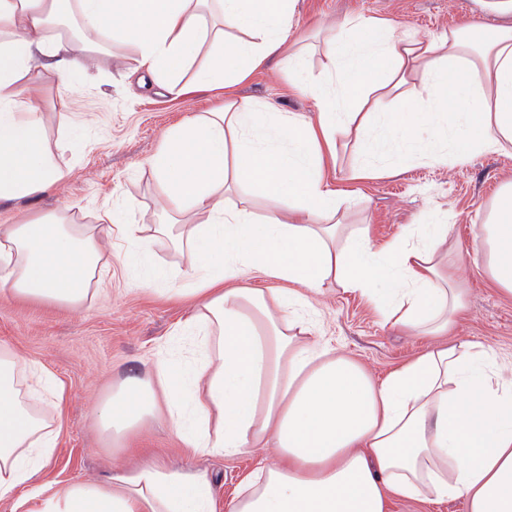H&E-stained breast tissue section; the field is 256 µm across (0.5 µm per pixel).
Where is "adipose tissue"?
<instances>
[{
  "label": "adipose tissue",
  "mask_w": 512,
  "mask_h": 512,
  "mask_svg": "<svg viewBox=\"0 0 512 512\" xmlns=\"http://www.w3.org/2000/svg\"><path fill=\"white\" fill-rule=\"evenodd\" d=\"M296 0H0V200L52 192L70 171L49 145L37 103L39 57L60 81L94 66L99 49L131 44L162 93L230 86L287 47ZM498 24H467L424 41L392 23H336L325 82L296 81L314 99L309 119L228 95L217 111L170 129L148 162L162 221L80 224L68 215L0 225V293L71 308L105 285L101 261L121 235L139 260L185 254L181 275L196 301L180 326L196 361L171 355L153 377L128 378L97 409L121 436L145 426L159 405L190 448L234 456L272 449L277 459L244 476L230 512H389L392 500H464L468 512H512V382L480 344L430 346L373 381L357 361L322 344L303 314L326 288L366 298L384 322L443 336L465 307L450 227L440 217L384 248L342 222L344 197L327 179L340 138L358 160L351 178L417 160L454 165L484 152L512 153V0H476ZM76 13L77 39L48 30ZM221 21L203 25L208 11ZM206 62H199L200 52ZM198 69L184 83L190 64ZM426 96L399 111L412 73ZM236 203H228V195ZM270 201L254 212L255 196ZM475 241L486 272L512 295V181L502 184ZM288 282L272 294L245 270ZM63 392L40 364L0 348V500L16 512H216L205 476L150 461L105 480L35 484L57 447Z\"/></svg>",
  "instance_id": "adipose-tissue-1"
}]
</instances>
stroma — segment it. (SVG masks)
I'll list each match as a JSON object with an SVG mask.
<instances>
[{
  "label": "stroma",
  "instance_id": "35a3bbf8",
  "mask_svg": "<svg viewBox=\"0 0 512 512\" xmlns=\"http://www.w3.org/2000/svg\"><path fill=\"white\" fill-rule=\"evenodd\" d=\"M360 16L389 19L417 38L436 39L480 16L474 0H297L293 36H310L305 75L325 77L328 45L325 31L336 22ZM134 49L120 41L88 75L60 84L45 72L39 105L52 115L49 140L70 176L50 195L38 200L0 201V225L23 215L45 214L68 206L77 221L98 223L103 212L121 208L135 224L158 220L155 189L145 169L161 147L165 133L195 112H206L224 101L223 90H193L173 97L160 95L140 82ZM233 94L284 112L315 117L313 100L290 85L282 57L268 60ZM356 160L353 149H339L333 188L343 192L345 221L365 229L373 243L386 244L427 222L430 214L447 215L451 239L463 257L460 276L467 290L465 311L451 334L482 344L512 378V295L499 293L483 265L469 254L484 212L506 179H512V156L473 155L454 167L407 162L394 176L366 180L349 177ZM128 241L113 236L104 257L110 269L105 292L80 308L31 298L0 296V347L42 364L64 389V412L55 453L36 477L38 483L61 485L97 481L109 473L155 459L191 475L206 476L219 505L235 497L241 479L255 461L272 449L249 448L235 456L206 454L188 448L166 420L146 425L130 436L122 451L100 431L94 411L123 379L153 373L157 361L186 350L187 337L178 328L191 298L182 296L185 282L174 271L185 256L164 252L153 266L128 264ZM166 271L151 279L152 267ZM311 310L322 341L358 360L375 381L420 354L428 344L384 326L359 296L329 288L312 296Z\"/></svg>",
  "mask_w": 512,
  "mask_h": 512
}]
</instances>
